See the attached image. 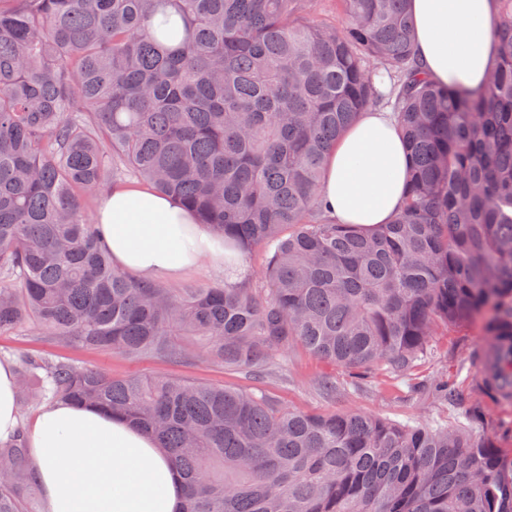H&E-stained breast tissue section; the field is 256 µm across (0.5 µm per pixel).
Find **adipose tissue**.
Listing matches in <instances>:
<instances>
[{"mask_svg":"<svg viewBox=\"0 0 512 512\" xmlns=\"http://www.w3.org/2000/svg\"><path fill=\"white\" fill-rule=\"evenodd\" d=\"M416 52L437 84H483L495 53L492 0H411ZM409 167L390 112L364 113L329 157L321 189L343 224H385L403 201ZM95 221L114 267L166 278L226 251L195 215L141 185L113 186ZM18 381L0 360V441L18 429ZM45 512H180L181 479L148 432L92 407H43L27 432Z\"/></svg>","mask_w":512,"mask_h":512,"instance_id":"ef3b65f1","label":"adipose tissue"}]
</instances>
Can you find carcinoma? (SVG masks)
Listing matches in <instances>:
<instances>
[{
    "label": "carcinoma",
    "instance_id": "1",
    "mask_svg": "<svg viewBox=\"0 0 512 512\" xmlns=\"http://www.w3.org/2000/svg\"><path fill=\"white\" fill-rule=\"evenodd\" d=\"M0 0V332L204 356L252 376L300 345L406 374L432 336L478 323L484 392L512 400V0L478 88L442 86L409 0ZM390 108L409 155L388 224H340L319 188L361 113ZM133 176L191 209L259 276L178 293L112 265L88 202ZM45 371L44 377L37 375ZM19 400L152 433L183 512H512V464L461 427L309 413L180 378L18 357ZM20 431L0 512H41Z\"/></svg>",
    "mask_w": 512,
    "mask_h": 512
}]
</instances>
